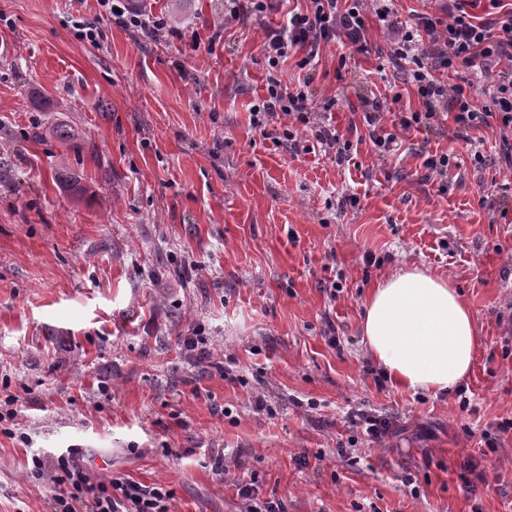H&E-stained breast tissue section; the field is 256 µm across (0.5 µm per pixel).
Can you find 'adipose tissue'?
<instances>
[{"label": "adipose tissue", "mask_w": 512, "mask_h": 512, "mask_svg": "<svg viewBox=\"0 0 512 512\" xmlns=\"http://www.w3.org/2000/svg\"><path fill=\"white\" fill-rule=\"evenodd\" d=\"M364 340L390 381L449 392L471 373L473 315L447 279L410 267L377 283L362 317Z\"/></svg>", "instance_id": "obj_1"}]
</instances>
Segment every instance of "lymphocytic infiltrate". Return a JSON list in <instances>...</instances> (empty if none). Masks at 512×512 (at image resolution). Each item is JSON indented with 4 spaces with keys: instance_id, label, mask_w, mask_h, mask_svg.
I'll return each mask as SVG.
<instances>
[{
    "instance_id": "lymphocytic-infiltrate-1",
    "label": "lymphocytic infiltrate",
    "mask_w": 512,
    "mask_h": 512,
    "mask_svg": "<svg viewBox=\"0 0 512 512\" xmlns=\"http://www.w3.org/2000/svg\"><path fill=\"white\" fill-rule=\"evenodd\" d=\"M123 0H98L105 16L122 28H138L157 37L166 22L151 14L123 7ZM394 0H310L306 11L293 13L277 29H267L262 55L270 69H277L291 54H298L299 68L313 65L325 44L339 42L351 51H368L366 20L375 16L391 33L387 57L408 72L411 86L423 111L398 112L401 130L428 126L436 117L437 105L453 112L455 136L466 141L471 130L498 120L500 127L512 129V71L500 70L501 61H512V8L504 0H488L485 16L470 15L466 0H448L443 16L423 14L413 22L399 21ZM101 18V19H104ZM99 18L77 21L78 40L94 45L102 38ZM479 69L482 83L465 81L453 87L437 77L438 71L460 72ZM267 95L250 108V124L274 144L295 142L292 127L273 131L274 123L291 117L309 128L326 151L343 159L351 150L335 127L320 121L318 106L304 86H291L272 77ZM487 104H479V97ZM38 470H50L58 488L50 512H171L172 493L149 487L122 476L92 483L85 468L74 456L50 462L37 459Z\"/></svg>"
}]
</instances>
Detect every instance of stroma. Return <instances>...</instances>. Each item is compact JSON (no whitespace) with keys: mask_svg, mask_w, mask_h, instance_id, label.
Listing matches in <instances>:
<instances>
[{"mask_svg":"<svg viewBox=\"0 0 512 512\" xmlns=\"http://www.w3.org/2000/svg\"><path fill=\"white\" fill-rule=\"evenodd\" d=\"M170 35L103 22L97 0H0V512H48L34 458L78 449L92 481L171 490L172 512H245L235 480L285 512H512V168L498 127L455 139L452 116L375 154L364 114L402 93L390 33L368 54L323 47L311 76L348 161L298 128L295 148L249 124L264 95V28L224 23V0H147ZM214 45L191 50L189 34ZM49 96L51 111L38 106ZM89 141L75 157L37 126ZM483 163H475L472 147ZM448 152L446 178L422 165ZM83 177L74 197L59 165ZM415 264L450 277L475 319L465 396L393 385L361 334L369 289ZM198 341L188 350L187 339ZM234 362L237 381L219 365ZM469 399L461 409V399ZM390 418L377 442L347 414ZM308 465H299V457ZM488 481L462 489L464 462ZM80 19V21L75 22V37L84 43L91 45L97 44L103 37L102 29L100 27V18L94 17L92 19Z\"/></svg>","mask_w":512,"mask_h":512,"instance_id":"stroma-1","label":"stroma"}]
</instances>
